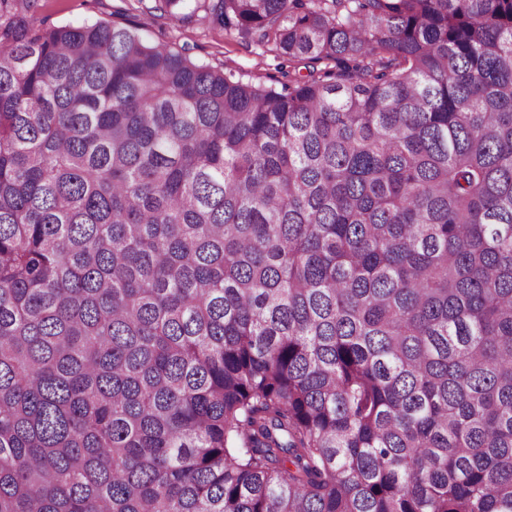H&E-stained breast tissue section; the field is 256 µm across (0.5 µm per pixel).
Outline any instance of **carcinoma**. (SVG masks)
Returning <instances> with one entry per match:
<instances>
[{
	"instance_id": "carcinoma-1",
	"label": "carcinoma",
	"mask_w": 512,
	"mask_h": 512,
	"mask_svg": "<svg viewBox=\"0 0 512 512\" xmlns=\"http://www.w3.org/2000/svg\"><path fill=\"white\" fill-rule=\"evenodd\" d=\"M0 0V512H512V0ZM35 17L47 19L56 26L78 25L84 22L118 20L112 14L122 12L140 25V32L151 41L164 43L180 51L190 48L196 60L214 67H232L256 83L270 84L276 75V64L261 48L224 35L216 26L186 22L170 15H144L134 0H41Z\"/></svg>"
}]
</instances>
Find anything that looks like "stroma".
Listing matches in <instances>:
<instances>
[{
  "mask_svg": "<svg viewBox=\"0 0 512 512\" xmlns=\"http://www.w3.org/2000/svg\"><path fill=\"white\" fill-rule=\"evenodd\" d=\"M122 12L135 20L144 35L173 50L188 49L190 55L214 67H232L254 82L270 83L275 75V60L262 49L225 36L222 28L186 22L170 15L142 14L136 0H40L37 18L56 26L84 22L111 21Z\"/></svg>",
  "mask_w": 512,
  "mask_h": 512,
  "instance_id": "stroma-1",
  "label": "stroma"
}]
</instances>
